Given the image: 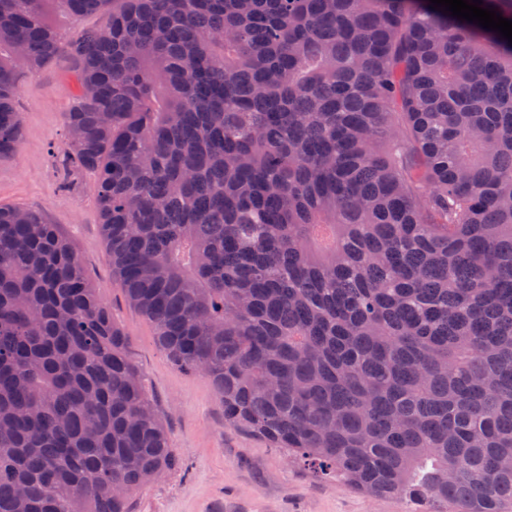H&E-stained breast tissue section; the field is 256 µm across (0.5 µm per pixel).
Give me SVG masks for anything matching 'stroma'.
<instances>
[{"mask_svg":"<svg viewBox=\"0 0 512 512\" xmlns=\"http://www.w3.org/2000/svg\"><path fill=\"white\" fill-rule=\"evenodd\" d=\"M73 93L69 57L20 75L22 137L17 151L0 160V205L41 211L68 238L125 334L127 353L167 428L178 465L134 494L131 512H446L431 502L372 497L318 478L264 439L225 423L208 378L173 363L153 324L115 283L96 177L72 171L63 158Z\"/></svg>","mask_w":512,"mask_h":512,"instance_id":"obj_1","label":"stroma"}]
</instances>
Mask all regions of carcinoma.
I'll return each mask as SVG.
<instances>
[{
    "instance_id": "1",
    "label": "carcinoma",
    "mask_w": 512,
    "mask_h": 512,
    "mask_svg": "<svg viewBox=\"0 0 512 512\" xmlns=\"http://www.w3.org/2000/svg\"><path fill=\"white\" fill-rule=\"evenodd\" d=\"M0 0L16 82L77 61L128 302L224 420L365 494L512 504V44L429 0ZM175 464L58 226L0 205V512H129ZM45 8L49 23L67 40L75 39L83 30L99 27L106 21L105 13L92 14L75 19L52 3L46 4Z\"/></svg>"
}]
</instances>
